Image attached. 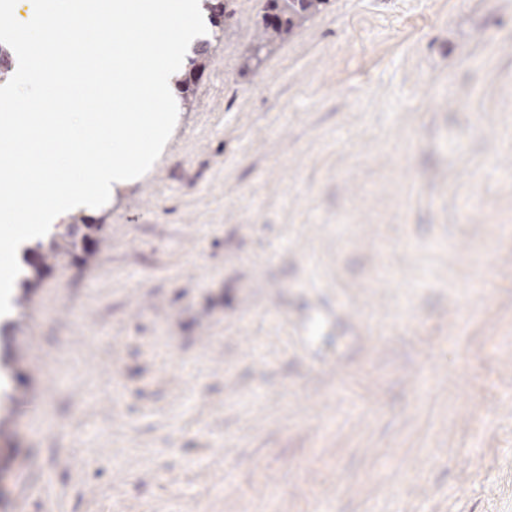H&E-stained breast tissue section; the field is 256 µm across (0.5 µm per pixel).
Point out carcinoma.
I'll return each mask as SVG.
<instances>
[{
	"mask_svg": "<svg viewBox=\"0 0 512 512\" xmlns=\"http://www.w3.org/2000/svg\"><path fill=\"white\" fill-rule=\"evenodd\" d=\"M324 3L325 0H267L266 12L261 20L263 39L245 58L244 66L249 68L255 61L261 62L258 54L264 48L277 40H288L320 12Z\"/></svg>",
	"mask_w": 512,
	"mask_h": 512,
	"instance_id": "cac0c4a2",
	"label": "carcinoma"
}]
</instances>
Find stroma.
<instances>
[{"mask_svg": "<svg viewBox=\"0 0 512 512\" xmlns=\"http://www.w3.org/2000/svg\"><path fill=\"white\" fill-rule=\"evenodd\" d=\"M264 7L24 244L0 512H512V0H326L250 70Z\"/></svg>", "mask_w": 512, "mask_h": 512, "instance_id": "1", "label": "stroma"}]
</instances>
